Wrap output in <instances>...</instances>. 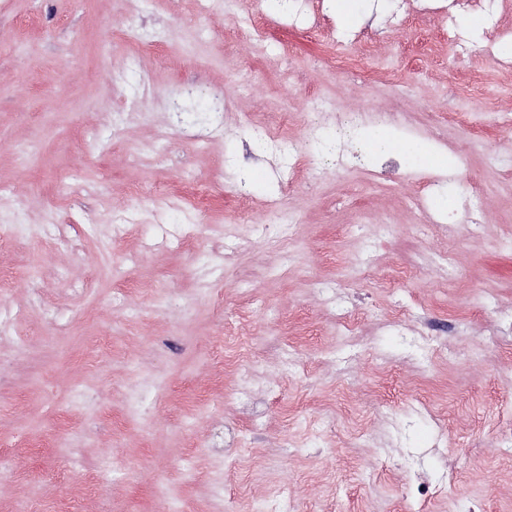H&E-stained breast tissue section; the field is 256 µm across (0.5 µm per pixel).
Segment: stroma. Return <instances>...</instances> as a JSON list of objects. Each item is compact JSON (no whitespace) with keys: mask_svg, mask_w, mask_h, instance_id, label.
I'll return each mask as SVG.
<instances>
[{"mask_svg":"<svg viewBox=\"0 0 512 512\" xmlns=\"http://www.w3.org/2000/svg\"><path fill=\"white\" fill-rule=\"evenodd\" d=\"M209 3L0 0V512H281V485L291 512H512V349L480 309L512 308V69L486 51L512 0L460 55L433 0H366L346 46L327 0L304 32L277 0ZM368 103L461 157L442 231L405 159L373 183L308 150L284 185L267 152L237 178L254 128L300 139ZM446 250L449 277L427 265Z\"/></svg>","mask_w":512,"mask_h":512,"instance_id":"35a3bbf8","label":"stroma"}]
</instances>
